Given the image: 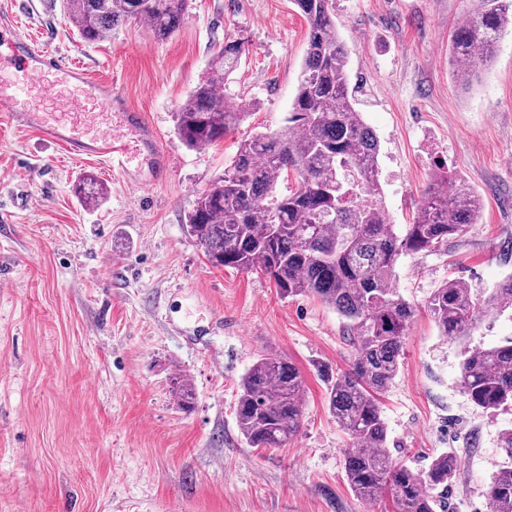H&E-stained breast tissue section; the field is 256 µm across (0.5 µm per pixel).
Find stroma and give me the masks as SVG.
Returning a JSON list of instances; mask_svg holds the SVG:
<instances>
[{
	"label": "stroma",
	"mask_w": 512,
	"mask_h": 512,
	"mask_svg": "<svg viewBox=\"0 0 512 512\" xmlns=\"http://www.w3.org/2000/svg\"><path fill=\"white\" fill-rule=\"evenodd\" d=\"M350 49L349 81L376 134L392 223L413 219L435 174L484 200L481 221L447 251L401 257L392 286L419 312L400 368L380 397L394 457L412 469L457 461L448 512H490V475L505 456L512 410L477 407L460 385L464 348L512 340V307L465 340L441 336L426 310L451 279L478 291L512 275V34L479 83L460 89L448 35L470 0H333ZM66 62L111 80L144 113L174 167L148 184L70 157L28 129L0 123V512H391L350 490V446L328 411L317 363L346 369L343 320L311 297L280 298L268 278L213 267L186 230L198 194L221 176L241 140L282 125L307 47L291 0H189L179 32L156 40L131 22L87 45L63 0H0V17ZM248 50L223 88L249 116L224 140L187 148L175 114L225 37ZM101 182L99 205L78 193ZM295 361L305 417L284 448L249 447L235 419L242 375L260 354ZM192 383L183 412L174 374Z\"/></svg>",
	"instance_id": "stroma-1"
}]
</instances>
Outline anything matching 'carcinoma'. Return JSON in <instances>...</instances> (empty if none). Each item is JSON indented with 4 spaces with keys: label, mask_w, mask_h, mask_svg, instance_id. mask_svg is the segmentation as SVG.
<instances>
[{
    "label": "carcinoma",
    "mask_w": 512,
    "mask_h": 512,
    "mask_svg": "<svg viewBox=\"0 0 512 512\" xmlns=\"http://www.w3.org/2000/svg\"><path fill=\"white\" fill-rule=\"evenodd\" d=\"M307 22V50L286 125L243 140L224 175L199 194L187 230L216 267L260 272L283 298L306 296L346 320L353 347L349 368L316 367L327 385V406L351 438L345 476L360 499L390 498L396 512H445L455 457L441 454L414 470L393 458L378 395L397 376L403 338L417 309L391 283L399 259L435 250L482 218L479 195L458 178L436 176L423 192L410 224L390 223L379 182V141L354 103L348 81L349 49L340 37L332 0H292ZM188 0H64L65 12L86 44L134 20L148 23L164 41L183 25ZM512 31V0H475L467 21L454 27L448 61L454 81L471 87L493 62L500 40ZM245 41L229 36L214 50L208 72L175 112L176 129L192 149L224 139L248 115L246 106L218 97L237 69ZM295 186L278 184L288 175ZM78 193L98 204L104 188L84 178ZM512 307V276L478 298L452 279L436 288L428 312L441 335L461 339L478 322ZM460 381L486 411L512 407V341L466 350ZM304 377L287 355H260L240 382L239 433L252 448H283L301 429ZM178 407L189 412L196 393L173 379ZM506 461L492 473L490 512H512V429L501 436Z\"/></svg>",
    "instance_id": "cac0c4a2"
}]
</instances>
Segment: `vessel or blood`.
<instances>
[{"mask_svg": "<svg viewBox=\"0 0 512 512\" xmlns=\"http://www.w3.org/2000/svg\"><path fill=\"white\" fill-rule=\"evenodd\" d=\"M0 122L28 128L73 156L127 172L130 134L155 161L152 180L162 179L172 160L158 148L154 126L129 111L111 84L93 80L77 63L67 64L46 46L0 23Z\"/></svg>", "mask_w": 512, "mask_h": 512, "instance_id": "1", "label": "vessel or blood"}]
</instances>
